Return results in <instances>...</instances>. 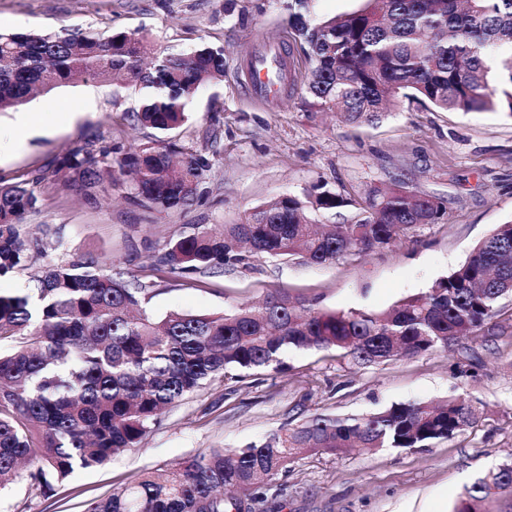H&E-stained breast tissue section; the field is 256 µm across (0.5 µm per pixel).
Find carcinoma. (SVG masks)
Listing matches in <instances>:
<instances>
[{
  "mask_svg": "<svg viewBox=\"0 0 512 512\" xmlns=\"http://www.w3.org/2000/svg\"><path fill=\"white\" fill-rule=\"evenodd\" d=\"M294 44L310 69L286 78L320 110L347 122H370L399 98L441 112L499 111L512 117V0H364L356 10L313 19L309 0L288 3ZM80 78L117 81L138 92L129 113L161 133L188 120L193 94L224 78V49L200 45L191 56L157 51L127 31L0 33V112ZM60 169L82 190L106 173L133 197L163 210L194 205L210 171L197 151L156 137L72 150ZM40 176L0 185V279L42 254L45 225L36 211ZM352 216L345 219L342 211ZM334 213L318 226L307 212ZM445 215L437 199L400 183L373 186L359 202L322 190L284 195L256 208L243 224L217 232L206 224L169 239L153 270L200 283L226 266L269 255L330 264L385 248ZM34 287L0 293V491L20 471L46 493L77 469L100 466L140 445L162 410L217 374L274 370L290 349L333 352L359 366L446 350L475 336L512 294V222L500 224L467 260L428 291L382 311H330L276 291L259 304L223 314H149L157 282L126 280L93 257L47 262ZM480 408L451 398L440 404H394L365 415L312 416L243 448H212L146 473L89 503L85 512H252L262 490L303 453L346 454L381 448H427L477 426ZM512 492V463L478 478L452 512H489Z\"/></svg>",
  "mask_w": 512,
  "mask_h": 512,
  "instance_id": "carcinoma-1",
  "label": "carcinoma"
}]
</instances>
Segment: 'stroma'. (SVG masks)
Returning <instances> with one entry per match:
<instances>
[{
    "label": "stroma",
    "instance_id": "35a3bbf8",
    "mask_svg": "<svg viewBox=\"0 0 512 512\" xmlns=\"http://www.w3.org/2000/svg\"><path fill=\"white\" fill-rule=\"evenodd\" d=\"M136 32L156 47L188 53L207 42L224 49V78L199 89L178 145L211 164L199 203L160 210L117 183L92 195L73 188L58 161L74 147L111 140L131 146L148 129L124 118L138 95L105 80L41 93L24 109L42 115L45 133L23 150L0 154V181L41 173L32 224L51 228L46 257L0 280L28 288L46 258L63 252L112 262L125 278L149 274L157 248L189 225L223 229L246 222L275 197L314 186L360 199L371 186L402 182L438 199L444 218L385 249L332 264L258 257L190 284L159 280L147 304L156 317L178 311L222 313L284 288L326 310H385L426 292L464 263L470 249L512 220V117L500 112H440L401 99L373 123L351 125L322 112L301 92L256 98L247 64L281 53L292 37L288 0H0V31ZM492 329L437 351L363 367L323 351H289L280 372L215 376L170 407L138 448L75 471L42 494L18 480L0 492V512H83L87 503L207 448H238L314 414H368L398 403L466 398L477 427L427 448L363 454H304L279 475L256 512H451L465 486L512 461V296L501 299Z\"/></svg>",
    "mask_w": 512,
    "mask_h": 512
}]
</instances>
